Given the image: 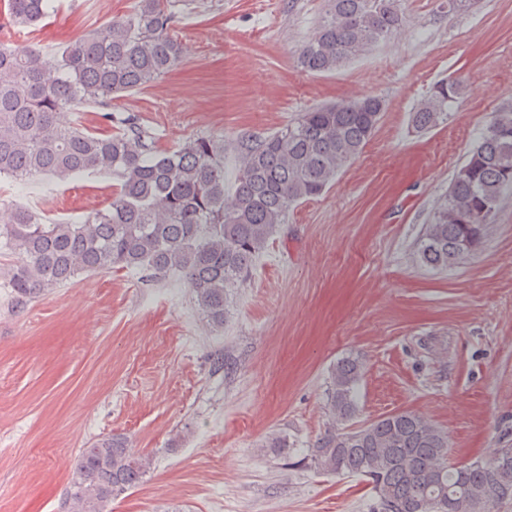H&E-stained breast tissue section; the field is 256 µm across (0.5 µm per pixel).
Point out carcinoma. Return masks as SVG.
I'll use <instances>...</instances> for the list:
<instances>
[{
  "label": "carcinoma",
  "mask_w": 512,
  "mask_h": 512,
  "mask_svg": "<svg viewBox=\"0 0 512 512\" xmlns=\"http://www.w3.org/2000/svg\"><path fill=\"white\" fill-rule=\"evenodd\" d=\"M55 0H0L4 27L30 28L50 16ZM173 0H137L133 10L80 42L46 55L13 51L0 37V178L65 181L86 172L112 175V199L68 220L26 206L0 211V255L12 263L0 282L16 305L103 269L157 278L178 273L215 332L224 331L229 289L242 286L288 210L321 196L375 133L384 100L365 95L302 112L267 135L235 141V175L224 177V142L208 136L162 150L134 113L112 112V96L140 90L172 72L184 46L172 34ZM399 0H330L298 63L311 73L336 70L396 34ZM462 95L439 80L411 113L427 132L448 121ZM93 107L102 126L59 120L67 109ZM512 195V109L491 118L448 190L435 202L417 243L418 266L446 271L484 250L502 201ZM358 355L330 369V423L305 459L327 476L357 477L375 494L378 512H493L512 503V466L476 458L445 462L448 435L420 414L400 410L358 427ZM152 458L130 451L122 434L81 450L63 512H110L112 499L139 485Z\"/></svg>",
  "instance_id": "carcinoma-1"
}]
</instances>
